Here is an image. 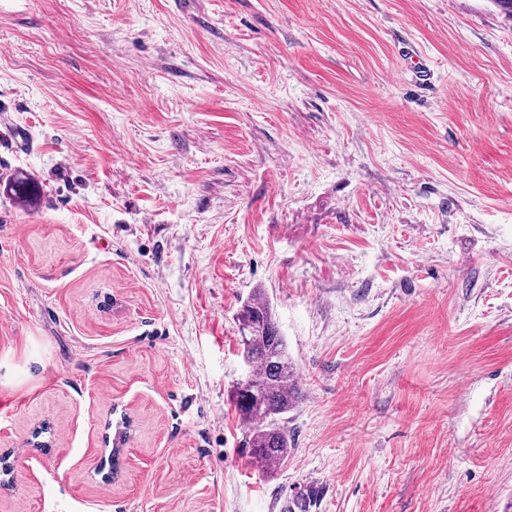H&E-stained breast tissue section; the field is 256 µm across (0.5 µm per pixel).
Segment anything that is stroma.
Returning <instances> with one entry per match:
<instances>
[{"label": "stroma", "mask_w": 512, "mask_h": 512, "mask_svg": "<svg viewBox=\"0 0 512 512\" xmlns=\"http://www.w3.org/2000/svg\"><path fill=\"white\" fill-rule=\"evenodd\" d=\"M256 288L302 393L271 475ZM4 454L0 512H512V19L0 0ZM236 319L247 372L234 386L233 401L249 428L251 457L268 473L288 458L285 416L299 399L296 368L260 289L242 303Z\"/></svg>", "instance_id": "stroma-1"}]
</instances>
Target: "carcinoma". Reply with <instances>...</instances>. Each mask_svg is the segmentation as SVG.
Instances as JSON below:
<instances>
[{"label":"carcinoma","mask_w":512,"mask_h":512,"mask_svg":"<svg viewBox=\"0 0 512 512\" xmlns=\"http://www.w3.org/2000/svg\"><path fill=\"white\" fill-rule=\"evenodd\" d=\"M236 319L247 372L234 386L233 401L249 428L251 457L268 473L288 458L285 420L299 399L296 368L261 290L242 303Z\"/></svg>","instance_id":"cac0c4a2"}]
</instances>
